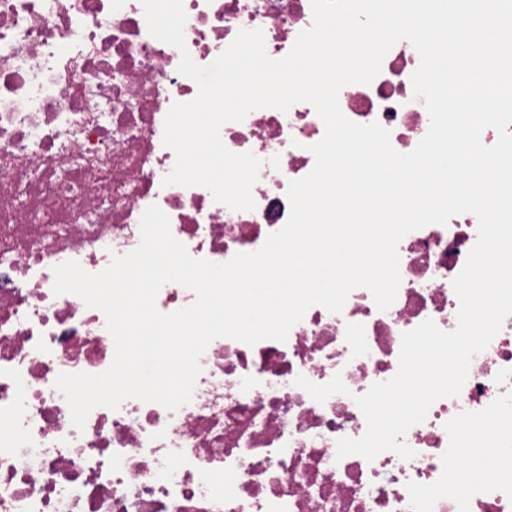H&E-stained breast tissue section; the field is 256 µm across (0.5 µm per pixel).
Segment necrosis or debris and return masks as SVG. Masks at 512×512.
<instances>
[{"label":"necrosis or debris","instance_id":"4bbe7bcc","mask_svg":"<svg viewBox=\"0 0 512 512\" xmlns=\"http://www.w3.org/2000/svg\"><path fill=\"white\" fill-rule=\"evenodd\" d=\"M183 6L201 65L242 28L262 29L268 55L282 58L313 22L311 0ZM180 59L149 34L141 0H0V512H512V316L472 358L459 395L406 432L415 457L337 455L338 439L364 435L355 398L395 375L403 333L428 319L456 329L452 281L478 238L470 212L400 241L388 310L357 288L342 312L309 308L286 341L216 338L189 404L171 412L131 398L74 426L57 375L103 372L115 346L100 310L54 294V267L106 269L138 248L153 204L192 258L257 251L286 224L288 185L311 171L309 147L325 132L307 103L222 126L230 151L263 161L250 211L203 187L163 185L175 163L164 119L198 91ZM419 62L399 41L371 84L339 93L348 119L379 123L401 153L430 126L411 83ZM337 374L347 391L322 404L295 383ZM466 434L497 466L459 488Z\"/></svg>","mask_w":512,"mask_h":512}]
</instances>
